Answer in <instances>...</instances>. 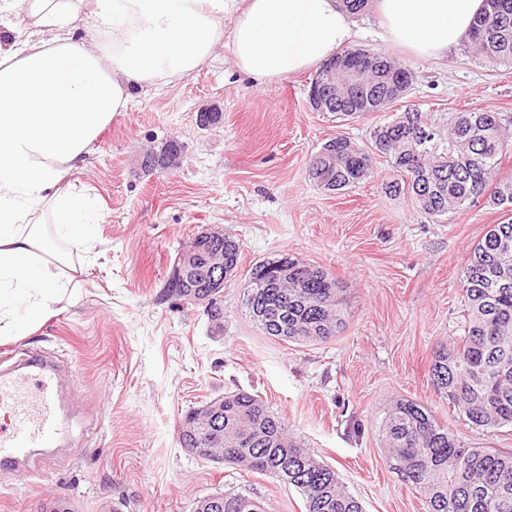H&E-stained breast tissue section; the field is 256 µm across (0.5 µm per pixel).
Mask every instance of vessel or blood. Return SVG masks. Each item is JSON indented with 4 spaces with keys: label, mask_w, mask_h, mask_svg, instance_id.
Returning <instances> with one entry per match:
<instances>
[{
    "label": "vessel or blood",
    "mask_w": 512,
    "mask_h": 512,
    "mask_svg": "<svg viewBox=\"0 0 512 512\" xmlns=\"http://www.w3.org/2000/svg\"><path fill=\"white\" fill-rule=\"evenodd\" d=\"M65 392L59 370L33 354L15 368L0 369V472L37 474L41 458L68 444L63 418Z\"/></svg>",
    "instance_id": "1"
}]
</instances>
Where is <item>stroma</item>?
I'll list each match as a JSON object with an SVG mask.
<instances>
[{"label":"stroma","mask_w":512,"mask_h":512,"mask_svg":"<svg viewBox=\"0 0 512 512\" xmlns=\"http://www.w3.org/2000/svg\"><path fill=\"white\" fill-rule=\"evenodd\" d=\"M353 48L416 73L399 110L427 113L447 133L456 113L497 112L512 131V64L488 67L461 44L421 60L379 36L374 7L353 17ZM304 72L260 84L230 50L163 86H138L91 144L79 188L102 218L72 301L24 335L0 341V365L46 351L78 374L65 411L78 445L42 461L34 476L0 474V512H193L198 500L242 493L265 512H305L275 479L190 453L178 441L186 410L238 389L255 392L292 435L335 469L364 512H426L423 495L390 468L381 422L396 400L428 406L465 441L512 451V427L472 431L448 411L428 369L434 348L462 333L461 271L489 225L482 203L429 218L406 195L386 193L399 174L378 162L355 187L329 193L307 172L337 131L368 145L374 113L342 121L313 111ZM222 114L209 129L205 109ZM183 145L176 168L146 175L145 146ZM242 242L224 287V333L202 305L166 291L175 259L205 227ZM289 254L325 270L344 290L347 324L325 343L284 341L250 319L251 266Z\"/></svg>","instance_id":"35a3bbf8"}]
</instances>
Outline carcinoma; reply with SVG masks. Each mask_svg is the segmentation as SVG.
<instances>
[{
	"mask_svg": "<svg viewBox=\"0 0 512 512\" xmlns=\"http://www.w3.org/2000/svg\"><path fill=\"white\" fill-rule=\"evenodd\" d=\"M469 46L484 62L512 63V0H485L475 19ZM372 67L364 56L336 71V109L342 117L385 111V89L413 82L409 67L375 53ZM419 110L376 126L371 143L354 144L336 133L322 148L333 165L317 185L342 191L368 177L379 157L392 161L403 179L385 186L405 194L428 215L440 216L485 200L512 208V178H496L512 154L497 112L470 110L456 114L448 143L438 151L439 135ZM224 266L238 265L242 244L233 235L215 243ZM281 259L252 265L244 288L249 316L266 334L288 341L326 342L345 325L343 289L323 269L288 260V283L277 275ZM206 264L194 277L169 284L184 300L204 291ZM463 334L433 350L429 377L448 407L478 433L512 426V220L492 224L470 251L462 271ZM392 469L424 493L426 512H512V452L462 441L440 424L429 408L408 399L397 401L382 420ZM224 461L267 474L302 496L306 512H363L361 502L345 491L334 470L288 437L285 422L260 395L244 390L224 395ZM250 497L228 492L219 512H259Z\"/></svg>",
	"mask_w": 512,
	"mask_h": 512,
	"instance_id": "obj_1",
	"label": "carcinoma"
}]
</instances>
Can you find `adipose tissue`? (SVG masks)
Masks as SVG:
<instances>
[{"mask_svg": "<svg viewBox=\"0 0 512 512\" xmlns=\"http://www.w3.org/2000/svg\"><path fill=\"white\" fill-rule=\"evenodd\" d=\"M483 4L376 0V15L387 41L436 60L468 38ZM229 12L235 64L260 83L316 68L353 37L342 0H0V337L23 335L74 294L60 245L90 239L100 219L71 180L88 146L132 87L215 58ZM79 20L90 39L68 36Z\"/></svg>", "mask_w": 512, "mask_h": 512, "instance_id": "1", "label": "adipose tissue"}]
</instances>
